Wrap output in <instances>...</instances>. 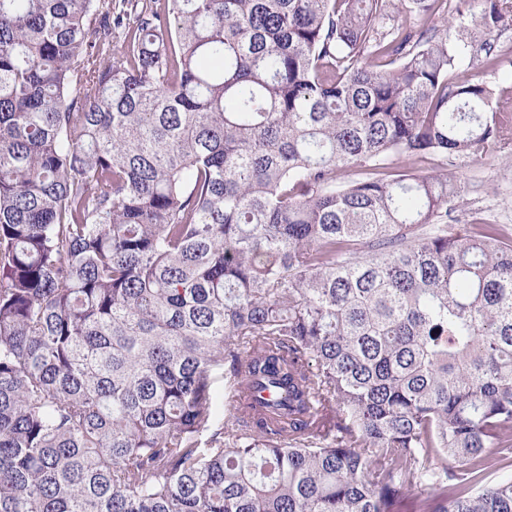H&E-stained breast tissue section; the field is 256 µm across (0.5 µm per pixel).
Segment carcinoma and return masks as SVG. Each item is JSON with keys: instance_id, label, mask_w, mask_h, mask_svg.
<instances>
[{"instance_id": "cac0c4a2", "label": "carcinoma", "mask_w": 512, "mask_h": 512, "mask_svg": "<svg viewBox=\"0 0 512 512\" xmlns=\"http://www.w3.org/2000/svg\"><path fill=\"white\" fill-rule=\"evenodd\" d=\"M443 4L0 0V512H512V228L388 163L512 144Z\"/></svg>"}]
</instances>
